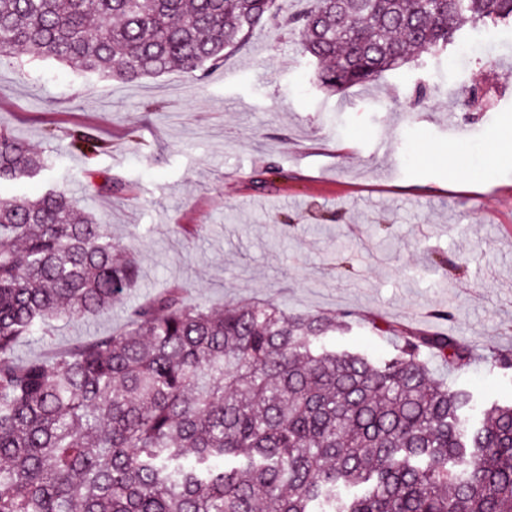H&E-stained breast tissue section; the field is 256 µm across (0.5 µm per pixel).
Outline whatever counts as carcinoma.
Returning a JSON list of instances; mask_svg holds the SVG:
<instances>
[{
	"mask_svg": "<svg viewBox=\"0 0 512 512\" xmlns=\"http://www.w3.org/2000/svg\"><path fill=\"white\" fill-rule=\"evenodd\" d=\"M0 0V57L29 52L126 82L203 79L258 27L299 29L331 93L375 83L466 26L512 25V0ZM70 147L106 144L90 127ZM51 169L0 129V183ZM139 267L75 198L0 208V512H512V403L479 408L433 380L474 360L459 337L371 319L373 358L325 338L351 314L251 302L216 313L178 286L124 330L20 360L52 320L112 309Z\"/></svg>",
	"mask_w": 512,
	"mask_h": 512,
	"instance_id": "cac0c4a2",
	"label": "carcinoma"
}]
</instances>
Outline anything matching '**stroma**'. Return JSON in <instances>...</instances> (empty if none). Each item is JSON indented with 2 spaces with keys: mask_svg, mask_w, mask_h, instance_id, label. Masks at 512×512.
<instances>
[{
  "mask_svg": "<svg viewBox=\"0 0 512 512\" xmlns=\"http://www.w3.org/2000/svg\"><path fill=\"white\" fill-rule=\"evenodd\" d=\"M467 30L440 58L330 95L294 29L265 27L205 78L174 70L136 82L49 58L0 59V128L51 159V182L0 184V205L68 190L137 255L136 285L107 314L60 318L18 344L26 360L124 328L129 310L177 285L190 305L254 300L454 332L512 353V30L491 45ZM430 95L413 108L417 86ZM470 88L490 90L482 110ZM468 132L448 134V121ZM84 125L109 144L70 153ZM119 184L97 192L101 177ZM447 255L448 271L433 267ZM446 307L449 320L431 317ZM487 406L512 399V373L484 361L453 374Z\"/></svg>",
  "mask_w": 512,
  "mask_h": 512,
  "instance_id": "stroma-1",
  "label": "stroma"
}]
</instances>
